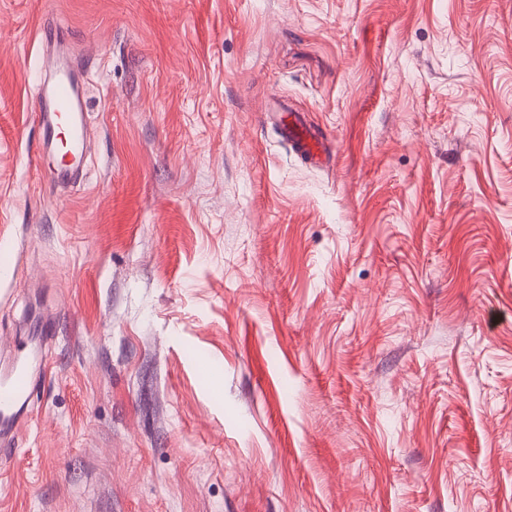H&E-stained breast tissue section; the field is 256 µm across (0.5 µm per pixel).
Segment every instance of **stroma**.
<instances>
[{
  "instance_id": "stroma-1",
  "label": "stroma",
  "mask_w": 512,
  "mask_h": 512,
  "mask_svg": "<svg viewBox=\"0 0 512 512\" xmlns=\"http://www.w3.org/2000/svg\"><path fill=\"white\" fill-rule=\"evenodd\" d=\"M1 248L0 512H512V0H0ZM34 112L41 130V143L51 145L60 137L62 125L68 132L73 162L67 166L66 160L63 159L54 172L57 182H68L82 162L86 129L87 109L82 96L79 69L58 68L51 81L44 87L40 86ZM283 133L310 165L323 166L332 160L326 153L322 136L313 131L299 115L288 113V123H283ZM46 363L40 361L36 372L30 368L27 356L18 359L4 375L0 376V427L2 435L12 431L18 423L21 410L34 385V374L44 378Z\"/></svg>"
}]
</instances>
